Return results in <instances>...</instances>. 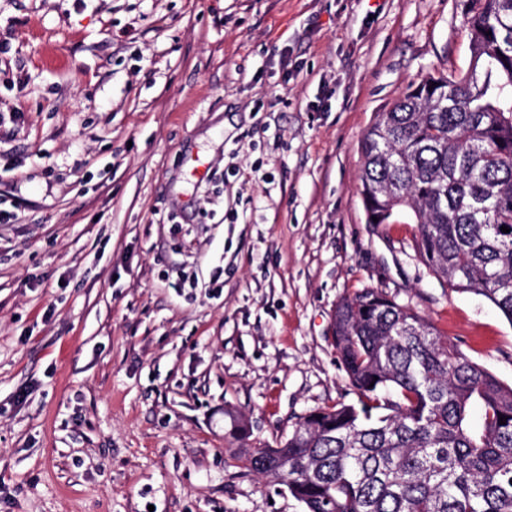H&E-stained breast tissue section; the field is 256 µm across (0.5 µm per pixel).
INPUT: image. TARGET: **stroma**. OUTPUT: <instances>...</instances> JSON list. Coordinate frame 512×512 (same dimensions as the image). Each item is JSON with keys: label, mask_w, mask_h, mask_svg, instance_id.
I'll list each match as a JSON object with an SVG mask.
<instances>
[{"label": "stroma", "mask_w": 512, "mask_h": 512, "mask_svg": "<svg viewBox=\"0 0 512 512\" xmlns=\"http://www.w3.org/2000/svg\"><path fill=\"white\" fill-rule=\"evenodd\" d=\"M2 34L0 512H305L230 451L355 402L366 288L512 384V323L360 195L377 114L468 69L461 0H0Z\"/></svg>", "instance_id": "obj_1"}]
</instances>
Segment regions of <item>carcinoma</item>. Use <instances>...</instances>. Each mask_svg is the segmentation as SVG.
I'll list each match as a JSON object with an SVG mask.
<instances>
[{"instance_id":"cac0c4a2","label":"carcinoma","mask_w":512,"mask_h":512,"mask_svg":"<svg viewBox=\"0 0 512 512\" xmlns=\"http://www.w3.org/2000/svg\"><path fill=\"white\" fill-rule=\"evenodd\" d=\"M467 2L468 70L376 116L360 194L367 223L408 216L429 271L512 322V0ZM332 326L357 402L231 458L306 512H512V385L379 289L343 297Z\"/></svg>"}]
</instances>
